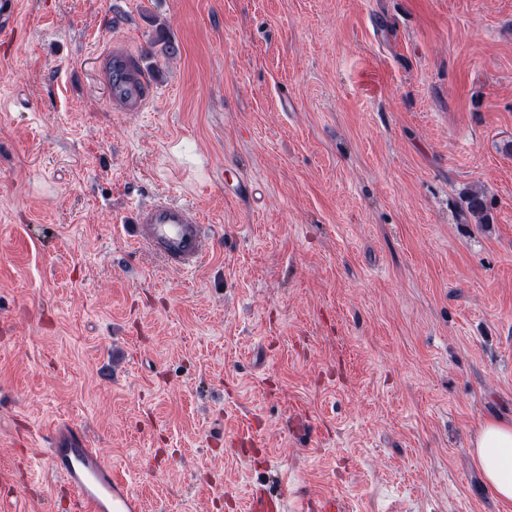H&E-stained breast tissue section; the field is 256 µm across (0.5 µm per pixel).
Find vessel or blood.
<instances>
[{
  "mask_svg": "<svg viewBox=\"0 0 512 512\" xmlns=\"http://www.w3.org/2000/svg\"><path fill=\"white\" fill-rule=\"evenodd\" d=\"M100 69L114 111L141 112L154 96L153 84L136 51L113 39L100 56ZM136 243L156 251L168 266L190 271L209 253L202 214L186 203L160 197L140 204L133 213ZM47 466L75 495L78 512H144L139 495L118 468L90 447L83 431L61 422L45 430ZM285 492L253 493L247 512H282Z\"/></svg>",
  "mask_w": 512,
  "mask_h": 512,
  "instance_id": "obj_1",
  "label": "vessel or blood"
}]
</instances>
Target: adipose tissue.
<instances>
[{
	"label": "adipose tissue",
	"mask_w": 512,
	"mask_h": 512,
	"mask_svg": "<svg viewBox=\"0 0 512 512\" xmlns=\"http://www.w3.org/2000/svg\"><path fill=\"white\" fill-rule=\"evenodd\" d=\"M472 452L495 495L512 502V426L483 424L472 442Z\"/></svg>",
	"instance_id": "1"
}]
</instances>
